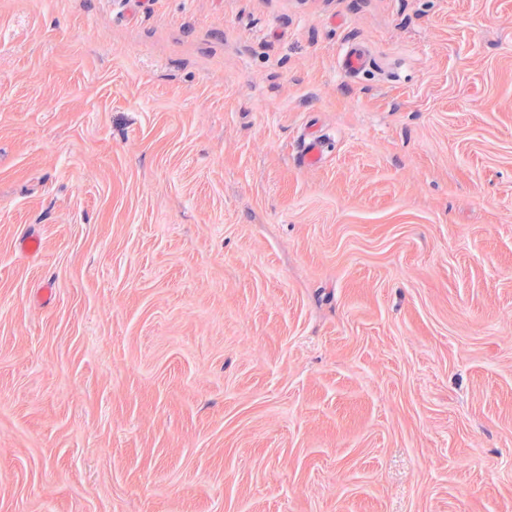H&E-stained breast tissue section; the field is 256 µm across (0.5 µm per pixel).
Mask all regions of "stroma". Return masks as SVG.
<instances>
[{"mask_svg":"<svg viewBox=\"0 0 512 512\" xmlns=\"http://www.w3.org/2000/svg\"><path fill=\"white\" fill-rule=\"evenodd\" d=\"M0 512H512V0H0ZM339 68L346 75H359L367 70L369 62L365 52L356 47L347 46L338 56Z\"/></svg>","mask_w":512,"mask_h":512,"instance_id":"1","label":"stroma"}]
</instances>
